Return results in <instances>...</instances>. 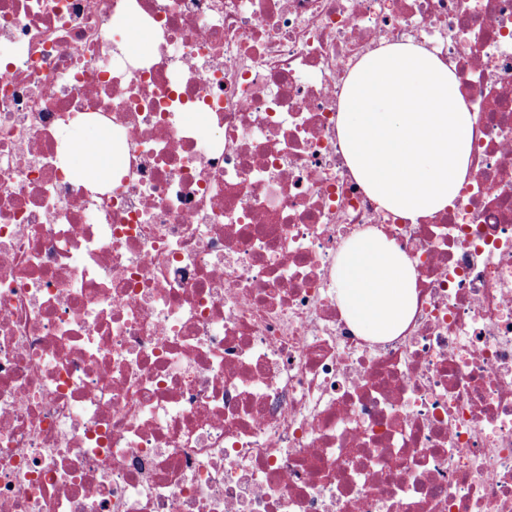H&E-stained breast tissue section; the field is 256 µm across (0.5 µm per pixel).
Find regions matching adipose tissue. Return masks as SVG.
<instances>
[{"label":"adipose tissue","instance_id":"adipose-tissue-1","mask_svg":"<svg viewBox=\"0 0 512 512\" xmlns=\"http://www.w3.org/2000/svg\"><path fill=\"white\" fill-rule=\"evenodd\" d=\"M410 259L376 229L352 234L336 262L338 301L357 332L383 339L402 333L417 307Z\"/></svg>","mask_w":512,"mask_h":512}]
</instances>
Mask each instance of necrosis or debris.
<instances>
[{"label":"necrosis or debris","mask_w":512,"mask_h":512,"mask_svg":"<svg viewBox=\"0 0 512 512\" xmlns=\"http://www.w3.org/2000/svg\"><path fill=\"white\" fill-rule=\"evenodd\" d=\"M407 43L477 116L415 223L337 132ZM369 227L418 276L385 341L336 298ZM0 512H512V0H0ZM83 140L84 134L80 131L69 136L66 160L73 168L80 172L92 168L94 172L100 174L102 177L111 175L114 164L112 155L103 153L101 156L95 158L85 156L79 150V146Z\"/></svg>","instance_id":"necrosis-or-debris-1"}]
</instances>
